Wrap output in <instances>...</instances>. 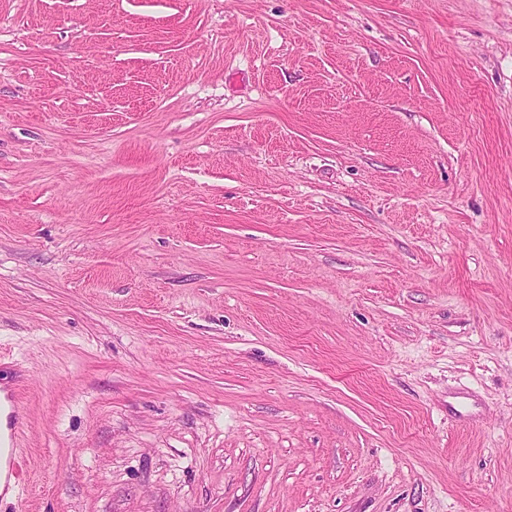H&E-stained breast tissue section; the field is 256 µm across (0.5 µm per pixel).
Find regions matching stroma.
Listing matches in <instances>:
<instances>
[{
	"label": "stroma",
	"mask_w": 512,
	"mask_h": 512,
	"mask_svg": "<svg viewBox=\"0 0 512 512\" xmlns=\"http://www.w3.org/2000/svg\"><path fill=\"white\" fill-rule=\"evenodd\" d=\"M0 512H512V0H0ZM6 399V404H1L0 402V412L1 410H8L6 415L7 421L5 417L3 418V425L5 426L6 423L7 432L5 433L0 429V462L6 458L12 475L14 464L18 457V435L24 426L25 414L15 392L8 393Z\"/></svg>",
	"instance_id": "obj_1"
}]
</instances>
